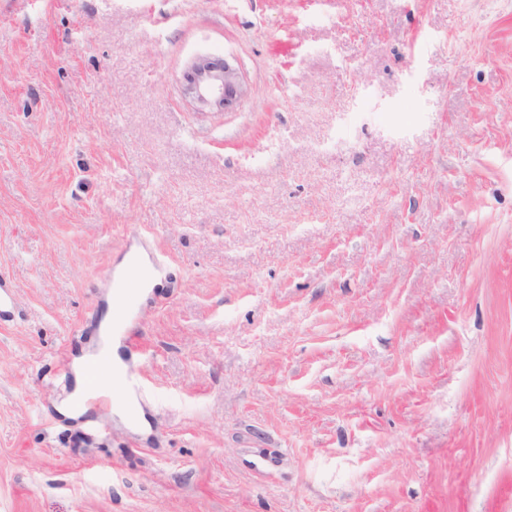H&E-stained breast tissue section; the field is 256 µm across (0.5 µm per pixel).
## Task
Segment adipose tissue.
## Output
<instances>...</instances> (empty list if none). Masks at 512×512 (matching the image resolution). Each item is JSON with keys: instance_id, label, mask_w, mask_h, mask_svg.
Returning <instances> with one entry per match:
<instances>
[{"instance_id": "obj_1", "label": "adipose tissue", "mask_w": 512, "mask_h": 512, "mask_svg": "<svg viewBox=\"0 0 512 512\" xmlns=\"http://www.w3.org/2000/svg\"><path fill=\"white\" fill-rule=\"evenodd\" d=\"M119 347V337L112 334V319L108 316L104 317L95 348L81 352L72 360L73 390L69 400L60 404L58 408L60 414L72 419L79 418L83 413L90 410L93 401L111 396V385L102 384L94 388L89 387L86 381L85 370L89 363L101 357L109 360L115 370H123L124 364L119 354Z\"/></svg>"}]
</instances>
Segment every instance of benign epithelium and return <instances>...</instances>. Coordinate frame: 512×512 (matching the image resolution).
<instances>
[{"label":"benign epithelium","instance_id":"obj_1","mask_svg":"<svg viewBox=\"0 0 512 512\" xmlns=\"http://www.w3.org/2000/svg\"><path fill=\"white\" fill-rule=\"evenodd\" d=\"M248 89L240 69L227 59L201 55L184 73V94L198 107L235 109Z\"/></svg>","mask_w":512,"mask_h":512}]
</instances>
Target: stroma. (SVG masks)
<instances>
[{
	"label": "stroma",
	"mask_w": 512,
	"mask_h": 512,
	"mask_svg": "<svg viewBox=\"0 0 512 512\" xmlns=\"http://www.w3.org/2000/svg\"><path fill=\"white\" fill-rule=\"evenodd\" d=\"M141 229L102 438L56 406ZM0 273V512H512V0H0ZM184 94L198 107H217L224 112L235 109L248 89L240 69L225 57L201 55L184 73ZM20 301L11 283L7 277H0V321H9L14 317V313L19 309Z\"/></svg>",
	"instance_id": "obj_1"
}]
</instances>
